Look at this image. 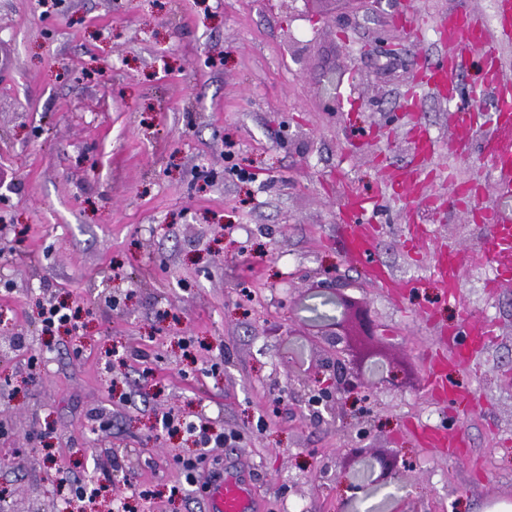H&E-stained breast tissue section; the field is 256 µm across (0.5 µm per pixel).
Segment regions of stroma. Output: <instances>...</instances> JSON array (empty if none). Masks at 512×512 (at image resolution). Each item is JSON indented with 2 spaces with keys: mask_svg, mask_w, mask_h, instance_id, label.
<instances>
[{
  "mask_svg": "<svg viewBox=\"0 0 512 512\" xmlns=\"http://www.w3.org/2000/svg\"><path fill=\"white\" fill-rule=\"evenodd\" d=\"M452 0H354L317 14L306 0H0V512H56L60 471L113 496L128 478L150 512H204L187 484L188 436L161 432L176 410L242 435L215 448L238 458L258 512H341L343 463L356 447L411 457L414 471L350 512L387 497L415 512H512V277L496 279L472 236L499 206L481 125L458 144L446 96H404L441 54ZM414 17L413 28L397 24ZM343 71L344 107L315 94ZM439 140L429 162L414 123ZM240 167L255 176L241 182ZM458 180H479L449 210ZM427 177L374 220L375 254L404 296L384 293L338 241L348 193L369 198L390 171ZM438 199L427 206L423 195ZM452 253L457 296L429 267ZM342 284L375 321L349 326L368 385L344 415L308 393L332 381L311 285ZM66 304L78 327L46 335L41 308ZM497 323L484 365L449 367L473 392L467 410L428 397L433 325ZM393 366L399 385L375 387ZM460 433V455L426 448L414 423ZM183 486L174 497L171 487Z\"/></svg>",
  "mask_w": 512,
  "mask_h": 512,
  "instance_id": "stroma-1",
  "label": "stroma"
}]
</instances>
